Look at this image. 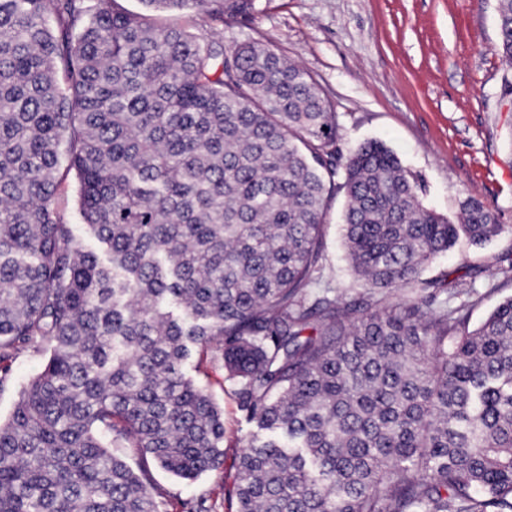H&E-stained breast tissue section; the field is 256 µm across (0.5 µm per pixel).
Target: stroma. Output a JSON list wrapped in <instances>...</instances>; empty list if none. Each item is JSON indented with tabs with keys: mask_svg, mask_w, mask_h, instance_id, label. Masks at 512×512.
Returning <instances> with one entry per match:
<instances>
[{
	"mask_svg": "<svg viewBox=\"0 0 512 512\" xmlns=\"http://www.w3.org/2000/svg\"><path fill=\"white\" fill-rule=\"evenodd\" d=\"M170 21L228 45H273L317 83L336 114L342 152L383 142L419 178L426 206L454 217L466 198L483 202L504 233L482 245L459 239L426 275L464 280L448 303L469 300L473 326L512 296V282L498 273L512 251V97L503 93L512 69L502 59L497 0H256L246 18ZM345 205L341 193L328 202L324 276L349 301L359 288L341 238ZM198 380L224 409V464L193 482L158 467L153 476L171 495L170 512L201 498L211 512H228L238 441L255 426L221 365Z\"/></svg>",
	"mask_w": 512,
	"mask_h": 512,
	"instance_id": "obj_1",
	"label": "stroma"
}]
</instances>
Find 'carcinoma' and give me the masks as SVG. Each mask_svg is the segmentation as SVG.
I'll return each mask as SVG.
<instances>
[{
  "label": "carcinoma",
  "instance_id": "carcinoma-1",
  "mask_svg": "<svg viewBox=\"0 0 512 512\" xmlns=\"http://www.w3.org/2000/svg\"><path fill=\"white\" fill-rule=\"evenodd\" d=\"M246 17L255 0H140ZM512 64V0H497ZM336 113L270 45L117 0H0V512H167L149 462L224 464V414L184 365L235 380L234 512H512V296L478 327L426 268L460 235L383 143L345 157ZM75 172L86 248L59 190ZM361 291L327 286L326 203ZM117 448H133V468Z\"/></svg>",
  "mask_w": 512,
  "mask_h": 512
}]
</instances>
